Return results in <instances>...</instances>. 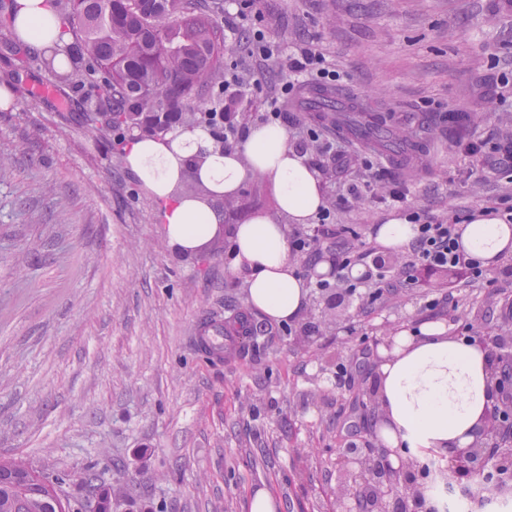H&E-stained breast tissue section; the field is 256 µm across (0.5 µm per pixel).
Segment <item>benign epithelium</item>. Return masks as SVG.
<instances>
[{"mask_svg": "<svg viewBox=\"0 0 512 512\" xmlns=\"http://www.w3.org/2000/svg\"><path fill=\"white\" fill-rule=\"evenodd\" d=\"M488 358L496 396L476 443L460 450L452 459L451 468L457 470L458 477H479L492 457L500 463L512 460L510 456L497 455L494 448L495 444L512 439V415L502 412L503 402L512 398V360L495 354L491 348L488 349ZM346 457L357 468L358 476L368 489L356 512H415L422 504V497L416 493L423 474L422 467L396 468L388 452L377 461L362 455L357 448H349Z\"/></svg>", "mask_w": 512, "mask_h": 512, "instance_id": "1", "label": "benign epithelium"}]
</instances>
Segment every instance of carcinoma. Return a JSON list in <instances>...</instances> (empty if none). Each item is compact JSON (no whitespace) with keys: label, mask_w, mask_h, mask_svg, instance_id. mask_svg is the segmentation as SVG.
<instances>
[{"label":"carcinoma","mask_w":512,"mask_h":512,"mask_svg":"<svg viewBox=\"0 0 512 512\" xmlns=\"http://www.w3.org/2000/svg\"><path fill=\"white\" fill-rule=\"evenodd\" d=\"M72 26L74 54L97 74L99 113L107 125L167 134L201 123L207 89L224 77V32L206 0H53ZM363 137L387 141L385 118L366 115ZM21 481L0 461V512L29 509Z\"/></svg>","instance_id":"1"}]
</instances>
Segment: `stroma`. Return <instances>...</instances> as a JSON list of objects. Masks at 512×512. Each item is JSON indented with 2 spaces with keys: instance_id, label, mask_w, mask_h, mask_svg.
I'll list each match as a JSON object with an SVG mask.
<instances>
[{
  "instance_id": "obj_1",
  "label": "stroma",
  "mask_w": 512,
  "mask_h": 512,
  "mask_svg": "<svg viewBox=\"0 0 512 512\" xmlns=\"http://www.w3.org/2000/svg\"><path fill=\"white\" fill-rule=\"evenodd\" d=\"M271 40L316 46L338 73L342 101L381 113L415 145L394 157L348 127L309 111L306 78L282 97L296 129H316L306 158L320 175L343 239L371 240L389 213L346 189L363 160L389 171L431 215L466 213L512 196L491 157L455 142L512 133V0H259ZM0 19V84L15 93L0 111V457L60 479L86 499L87 475L112 512H249L269 491L276 512H346L366 494L350 448L380 451L379 348L429 322L467 339L512 335V257L481 280L416 272L411 287L373 282L319 290L324 243L291 259L308 286L299 319L267 321L258 356L240 342L222 359L201 352L209 319L251 309L229 271L231 242L174 252L162 204L125 163L134 138L91 131L81 110L28 87L54 82L34 51ZM476 177H468V170ZM221 227L262 215L286 223L273 182L248 178L233 201L216 200Z\"/></svg>"
}]
</instances>
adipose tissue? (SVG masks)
Returning <instances> with one entry per match:
<instances>
[{
  "label": "adipose tissue",
  "mask_w": 512,
  "mask_h": 512,
  "mask_svg": "<svg viewBox=\"0 0 512 512\" xmlns=\"http://www.w3.org/2000/svg\"><path fill=\"white\" fill-rule=\"evenodd\" d=\"M16 40L44 54L54 70L67 71L70 33L51 0H8L5 6ZM126 163L149 192L164 203V235L175 251L193 255L219 231L211 202L232 199L256 174L277 188L288 224H308L325 206L321 180L305 156L288 144L284 128L249 127L240 145L227 151L203 129L165 138L136 137ZM193 172L206 197L179 196L175 188ZM259 216L230 229L229 269L245 284L248 302L267 316L299 318L307 286L290 258L287 226ZM465 252L494 268L512 256V225L486 210L475 212L462 232ZM379 366V432L392 448H430L446 456L467 448L485 420L494 393L486 349L428 326L419 337L399 330Z\"/></svg>",
  "instance_id": "adipose-tissue-1"
}]
</instances>
